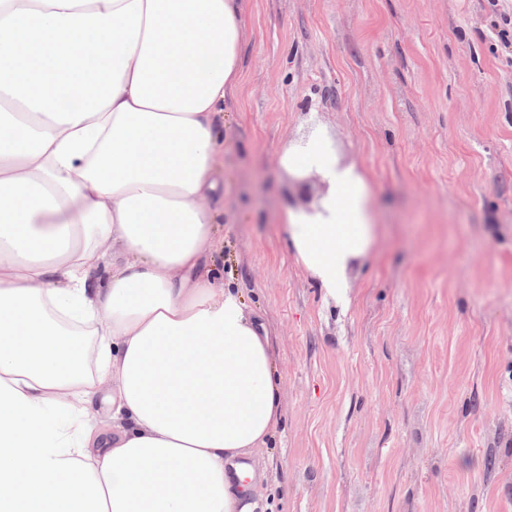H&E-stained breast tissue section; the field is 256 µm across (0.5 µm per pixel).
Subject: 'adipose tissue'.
I'll use <instances>...</instances> for the list:
<instances>
[{
	"instance_id": "1",
	"label": "adipose tissue",
	"mask_w": 512,
	"mask_h": 512,
	"mask_svg": "<svg viewBox=\"0 0 512 512\" xmlns=\"http://www.w3.org/2000/svg\"><path fill=\"white\" fill-rule=\"evenodd\" d=\"M245 37L244 0H0V512H254L273 337L217 265ZM275 163L295 264L347 303L370 170L313 112Z\"/></svg>"
}]
</instances>
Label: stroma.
<instances>
[{
    "instance_id": "stroma-1",
    "label": "stroma",
    "mask_w": 512,
    "mask_h": 512,
    "mask_svg": "<svg viewBox=\"0 0 512 512\" xmlns=\"http://www.w3.org/2000/svg\"><path fill=\"white\" fill-rule=\"evenodd\" d=\"M512 0H248L224 265L277 337L274 512H512ZM314 110L387 235L324 308L276 222Z\"/></svg>"
}]
</instances>
